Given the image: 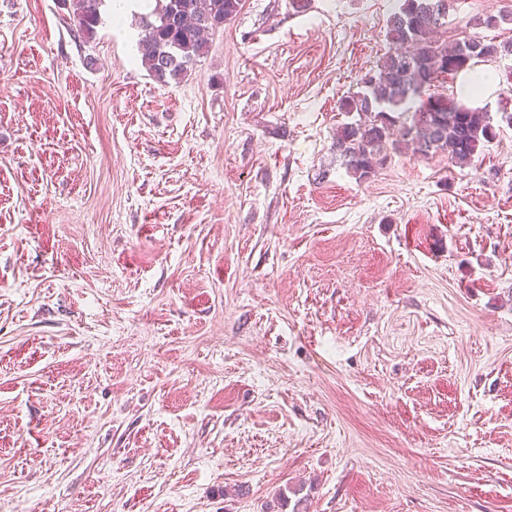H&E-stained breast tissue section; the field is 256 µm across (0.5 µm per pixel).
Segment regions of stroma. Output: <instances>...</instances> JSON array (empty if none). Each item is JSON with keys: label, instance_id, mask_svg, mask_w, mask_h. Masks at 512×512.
<instances>
[{"label": "stroma", "instance_id": "obj_1", "mask_svg": "<svg viewBox=\"0 0 512 512\" xmlns=\"http://www.w3.org/2000/svg\"><path fill=\"white\" fill-rule=\"evenodd\" d=\"M397 6L244 0L160 83L0 0V512H512V94L462 168L334 147Z\"/></svg>", "mask_w": 512, "mask_h": 512}]
</instances>
